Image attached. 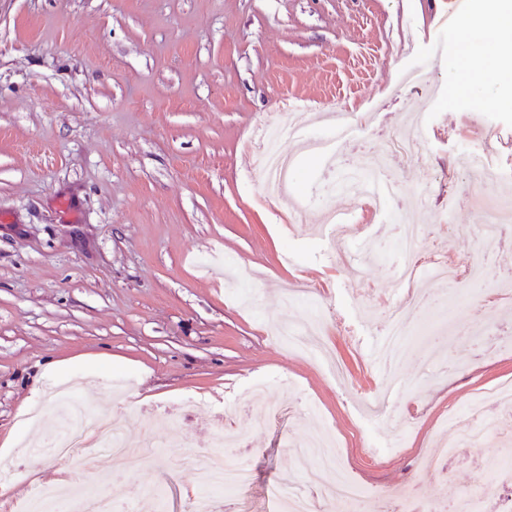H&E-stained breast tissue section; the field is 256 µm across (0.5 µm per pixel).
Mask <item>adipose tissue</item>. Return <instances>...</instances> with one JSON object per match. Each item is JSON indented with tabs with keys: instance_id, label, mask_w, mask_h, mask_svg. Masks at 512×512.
Masks as SVG:
<instances>
[{
	"instance_id": "ef3b65f1",
	"label": "adipose tissue",
	"mask_w": 512,
	"mask_h": 512,
	"mask_svg": "<svg viewBox=\"0 0 512 512\" xmlns=\"http://www.w3.org/2000/svg\"><path fill=\"white\" fill-rule=\"evenodd\" d=\"M486 21L488 60L484 68L472 72L470 79L477 91L512 81V0H493Z\"/></svg>"
}]
</instances>
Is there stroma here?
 <instances>
[{
    "instance_id": "obj_1",
    "label": "stroma",
    "mask_w": 512,
    "mask_h": 512,
    "mask_svg": "<svg viewBox=\"0 0 512 512\" xmlns=\"http://www.w3.org/2000/svg\"><path fill=\"white\" fill-rule=\"evenodd\" d=\"M452 0H0V468L34 449L35 478H56L43 448L56 425L5 449L25 426L33 387L40 408L66 388L101 415L123 419L127 439L154 448L152 468L106 489L146 512H187L199 482L169 463L212 448L217 431L238 436L233 463L253 485L232 497L249 512H279L282 490L312 471L295 450L311 435L338 442L337 467L364 486L454 498L486 472L512 438V413L483 448L453 449L446 474L425 462L435 421L463 409L475 388L512 378V298L461 301L434 284L439 303L411 310V332L390 395L397 429L365 417L362 391L384 392L371 346L391 290L389 201L373 220L341 189L346 173L378 156L407 111L420 109L414 158L391 156L405 207L425 226L420 250L464 264L488 255L490 276L512 279V247L451 232L479 223L492 199L512 201V82L495 102L448 91L485 58L482 28L460 39ZM441 55H434V47ZM426 66L421 83L400 87ZM347 113L343 162L303 151L290 195L268 201L246 150L261 113L282 97ZM496 134L465 138L473 117ZM483 156L478 174L457 158ZM341 214L351 233L330 240L321 221ZM315 299L284 301L286 286ZM331 309L321 344L349 381L339 386L316 355L292 353L277 324ZM476 325L495 340L484 353L463 336ZM280 407L255 415V386Z\"/></svg>"
}]
</instances>
